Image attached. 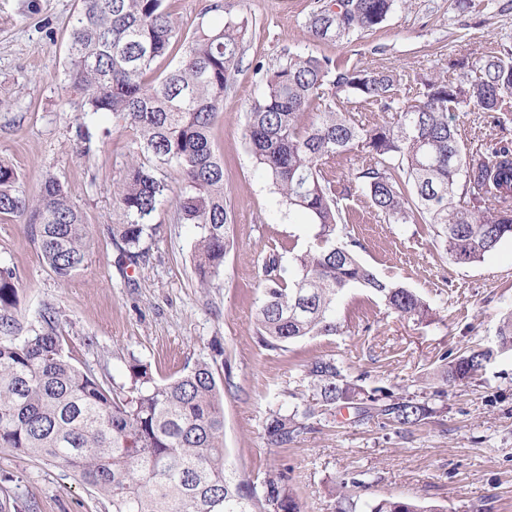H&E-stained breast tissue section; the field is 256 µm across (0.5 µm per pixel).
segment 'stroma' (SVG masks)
<instances>
[{
	"instance_id": "35a3bbf8",
	"label": "stroma",
	"mask_w": 512,
	"mask_h": 512,
	"mask_svg": "<svg viewBox=\"0 0 512 512\" xmlns=\"http://www.w3.org/2000/svg\"><path fill=\"white\" fill-rule=\"evenodd\" d=\"M322 2L224 0L223 11L212 12L209 0H172L175 16L190 30L249 22L242 63L213 131L233 214L230 250L222 273L202 288L192 258L199 230L178 221L173 203L154 214L158 230L138 265L123 266L110 241L133 134L109 113L83 118L66 86L79 0H0V159L13 165L33 197L46 175L55 176L89 231L83 266L62 283L43 262L25 217L0 214V264L14 268L24 290L22 326L39 327L40 310L55 307L66 353L124 394L134 386L132 360L146 364L158 382L208 361L224 387L229 470L255 483L268 468L284 470L306 512H335L340 483L355 475L365 485L348 490L354 512H370L389 496L416 497L443 512H512V352L462 385L442 387L436 376L443 358L495 345L501 319L512 313V241L479 262L455 264L428 225L391 224L374 211L348 177L358 157L347 152L336 160V180L346 193L360 259L379 277L422 296L434 317H400L355 287L336 303L342 332L265 348L255 333L261 259L278 254L280 275L292 277L293 257L317 227L282 203L244 140V117L258 92L256 65L275 67L293 51L392 69L404 88L433 73L450 79L457 61L472 64L512 46V0H402L378 29L343 45L307 33ZM453 122L468 151L512 142V114L497 119L461 107ZM83 126L90 142L79 138ZM318 356L335 358L367 388L396 397L446 389L443 408L402 429L377 417L354 422L352 410L339 407L328 420L312 419L287 447L269 446V409L293 410L290 393L304 364ZM0 512H112V505L73 474L0 447Z\"/></svg>"
}]
</instances>
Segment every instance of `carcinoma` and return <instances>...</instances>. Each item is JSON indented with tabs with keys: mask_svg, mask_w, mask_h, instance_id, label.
Wrapping results in <instances>:
<instances>
[{
	"mask_svg": "<svg viewBox=\"0 0 512 512\" xmlns=\"http://www.w3.org/2000/svg\"><path fill=\"white\" fill-rule=\"evenodd\" d=\"M397 0H328L309 19L317 41L347 43L382 25ZM248 25L228 21L192 35L169 0H80L72 22L65 79L79 95L80 111L110 113L135 135V147L115 196L122 221L112 243L131 265L156 228L154 213L172 192L166 173L176 169L178 220L200 229L194 270L209 286L224 269L231 224L224 161L212 142L224 92L243 58ZM179 63L153 77L157 62L175 47ZM450 81L418 82L414 97H397L392 70L351 66L341 58L288 52L277 67L259 65L258 93L244 138L256 164L282 201L319 227L314 242L294 257L296 273L277 275L278 256L262 264L264 287L256 314L263 346L277 349L306 337L341 331L336 303L356 285L372 290L401 316L423 321L430 305L417 293L378 277L357 257L358 242L336 240L348 223L344 193L335 185L336 158L357 148L351 179L371 207L392 224H429L457 264L480 261L512 239V148L491 149L493 160L464 152L450 112L460 105L506 116L512 112V47L466 64ZM392 122L364 121L372 108ZM0 214L29 215L28 228L45 263L61 282L83 264L87 225L61 182L45 178L30 198L15 170L0 160ZM20 288L14 271L0 266V447L15 448L77 476L112 503V512H304L287 476L271 468L257 492L226 471L224 410L211 364L197 361L170 381H153L148 367L130 372L139 387L119 396L64 352L57 312L44 306L40 328L21 335ZM512 351V314L501 320L493 347L469 350L445 364L450 385L465 384L499 351ZM302 381L315 404L265 421L270 445L282 448L307 429L306 421L337 405L359 419L382 415L410 427L437 410L417 396L394 398L351 379L333 358L304 365ZM370 512H442L416 498L389 497Z\"/></svg>",
	"mask_w": 512,
	"mask_h": 512,
	"instance_id": "1",
	"label": "carcinoma"
}]
</instances>
